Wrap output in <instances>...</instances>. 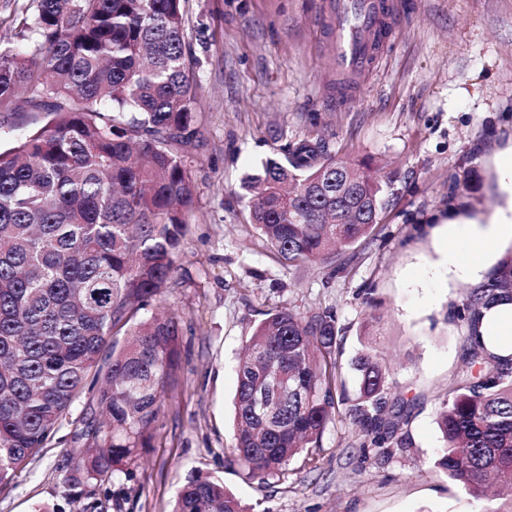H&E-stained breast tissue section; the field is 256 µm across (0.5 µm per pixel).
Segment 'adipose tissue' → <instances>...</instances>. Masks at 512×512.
Here are the masks:
<instances>
[{"label":"adipose tissue","instance_id":"1","mask_svg":"<svg viewBox=\"0 0 512 512\" xmlns=\"http://www.w3.org/2000/svg\"><path fill=\"white\" fill-rule=\"evenodd\" d=\"M491 164L499 197L495 211L480 217L463 210L448 216L437 229L440 238L453 243L452 248L442 250L440 258L449 281L483 284L501 256L512 250V142L494 154ZM473 248L479 249V258H465V251ZM478 334L488 349L503 356L511 354L512 345L507 339L512 336V302L505 301L484 310Z\"/></svg>","mask_w":512,"mask_h":512}]
</instances>
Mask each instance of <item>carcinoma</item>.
I'll list each match as a JSON object with an SVG mask.
<instances>
[{
    "instance_id": "1",
    "label": "carcinoma",
    "mask_w": 512,
    "mask_h": 512,
    "mask_svg": "<svg viewBox=\"0 0 512 512\" xmlns=\"http://www.w3.org/2000/svg\"><path fill=\"white\" fill-rule=\"evenodd\" d=\"M15 37L34 47L0 45V112L27 117L0 148V486L66 425L86 478L103 484L152 447L178 368L177 316L141 311L179 271L202 136L199 79L183 0H39ZM242 189L252 224L294 265L353 247L382 209L370 166L336 158L322 138L283 145ZM503 300L512 301L511 258L459 309L463 360L438 416L434 468L477 499L491 476L512 490V356L475 334L482 309ZM245 351L230 463L246 478H288L342 406L361 449L408 447L410 403L392 397L376 347L352 361L359 395L347 397L332 313L270 312ZM172 512L254 508L194 470Z\"/></svg>"
}]
</instances>
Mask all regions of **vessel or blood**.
<instances>
[{
  "label": "vessel or blood",
  "instance_id": "b4317fda",
  "mask_svg": "<svg viewBox=\"0 0 512 512\" xmlns=\"http://www.w3.org/2000/svg\"><path fill=\"white\" fill-rule=\"evenodd\" d=\"M319 14L326 21L337 79L372 71L390 37L392 0H321Z\"/></svg>",
  "mask_w": 512,
  "mask_h": 512
}]
</instances>
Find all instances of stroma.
<instances>
[{
  "label": "stroma",
  "instance_id": "35a3bbf8",
  "mask_svg": "<svg viewBox=\"0 0 512 512\" xmlns=\"http://www.w3.org/2000/svg\"><path fill=\"white\" fill-rule=\"evenodd\" d=\"M374 72L340 87L315 0H185L202 85L203 141L180 270L159 307L176 312L180 361L152 447L129 474L83 480L67 431L0 490V512H171L191 471L223 479L256 512H485L489 503L433 467L436 417L460 363L455 313L471 284L436 273L438 216L463 202L498 205L490 158L512 139V0H399ZM326 138L337 158L370 162L385 204L371 236L302 267L279 260L254 228L241 183L295 139ZM336 316L347 393L367 339L389 356L395 394L411 400L409 446L360 452L362 436L336 415L315 467L302 458L285 481H245L228 466L236 364L266 313Z\"/></svg>",
  "mask_w": 512,
  "mask_h": 512
}]
</instances>
